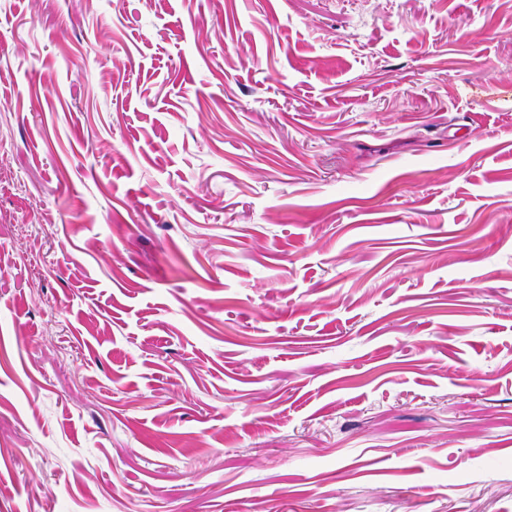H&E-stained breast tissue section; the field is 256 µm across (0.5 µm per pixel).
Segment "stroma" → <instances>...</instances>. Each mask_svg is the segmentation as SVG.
I'll return each mask as SVG.
<instances>
[{"label": "stroma", "mask_w": 512, "mask_h": 512, "mask_svg": "<svg viewBox=\"0 0 512 512\" xmlns=\"http://www.w3.org/2000/svg\"><path fill=\"white\" fill-rule=\"evenodd\" d=\"M0 512H512V0H0Z\"/></svg>", "instance_id": "obj_1"}]
</instances>
